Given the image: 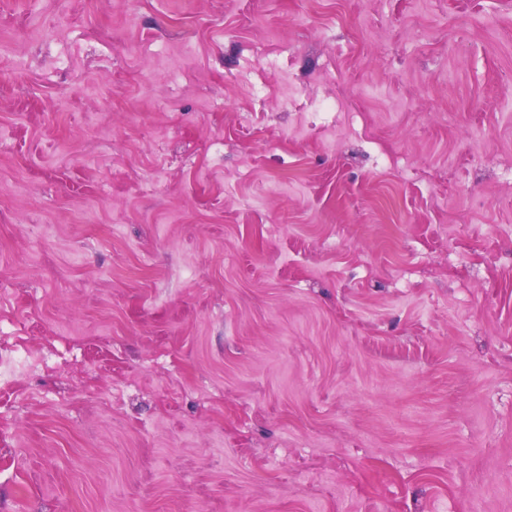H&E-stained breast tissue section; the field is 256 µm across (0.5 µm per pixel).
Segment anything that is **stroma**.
I'll use <instances>...</instances> for the list:
<instances>
[{
  "label": "stroma",
  "instance_id": "stroma-1",
  "mask_svg": "<svg viewBox=\"0 0 512 512\" xmlns=\"http://www.w3.org/2000/svg\"><path fill=\"white\" fill-rule=\"evenodd\" d=\"M0 512H512V0H0Z\"/></svg>",
  "mask_w": 512,
  "mask_h": 512
}]
</instances>
